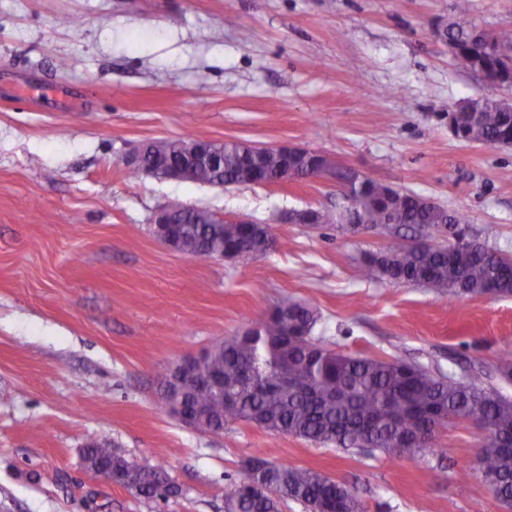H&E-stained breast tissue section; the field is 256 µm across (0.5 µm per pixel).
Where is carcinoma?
Listing matches in <instances>:
<instances>
[{
  "mask_svg": "<svg viewBox=\"0 0 512 512\" xmlns=\"http://www.w3.org/2000/svg\"><path fill=\"white\" fill-rule=\"evenodd\" d=\"M445 38L456 42L457 66L500 77L498 59L487 48L492 42L512 46V32H484L448 23ZM475 120L461 113L455 118V136L491 145L512 136V112L487 97L477 105ZM325 158L307 154L283 157L276 152L254 157L244 141L224 143V168L198 162L196 184L250 183L253 167L274 179L283 168L306 174ZM356 212L345 205L323 215V223L338 224L356 234L377 226H416L440 229L451 225L459 242L455 249H438L396 242L383 256L363 257L366 276L448 290L471 298L492 294L512 296V256L466 241L459 225L463 215L429 204L426 197L408 190H391L366 179L353 188ZM170 231L182 240L188 256L210 257L235 249L244 258L278 249L279 239L266 224H218L213 213L178 201L167 205ZM359 223H351L352 216ZM318 316L309 305L284 300L258 319L251 335L228 336L208 350L196 368L193 386L173 390L164 406L182 405L199 415L198 431L213 433L231 421L243 422L274 434L295 436L319 445L382 452L390 457L435 452L434 428L477 421L486 431L477 450L478 466L498 486L504 504L512 501V400L484 387L479 377L469 381L440 377L397 358L360 357L336 351L311 336ZM263 464L231 484L224 495V512H280L287 500L306 512H365L359 497L345 485L308 468ZM112 466L124 485L145 497H163L166 471L160 464L142 466L112 454Z\"/></svg>",
  "mask_w": 512,
  "mask_h": 512,
  "instance_id": "carcinoma-1",
  "label": "carcinoma"
}]
</instances>
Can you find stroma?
I'll return each mask as SVG.
<instances>
[{"mask_svg": "<svg viewBox=\"0 0 512 512\" xmlns=\"http://www.w3.org/2000/svg\"><path fill=\"white\" fill-rule=\"evenodd\" d=\"M0 0V512H224L254 456L343 483L366 512H507L478 470L484 433L438 429L437 453L369 457L244 423L180 424L158 380L181 357L245 332L285 299L313 334L512 399V297L470 298L364 275L391 246L377 227L282 224L332 209L321 180L215 188L126 176L147 140L302 146L464 214L469 240L512 255V147L458 140L448 112L512 100L458 68L448 21L512 30V0ZM270 225L283 246L244 261L192 258L152 234L168 201ZM108 442L163 464L178 488L145 498L89 472ZM438 477L429 480L427 471Z\"/></svg>", "mask_w": 512, "mask_h": 512, "instance_id": "obj_1", "label": "stroma"}]
</instances>
